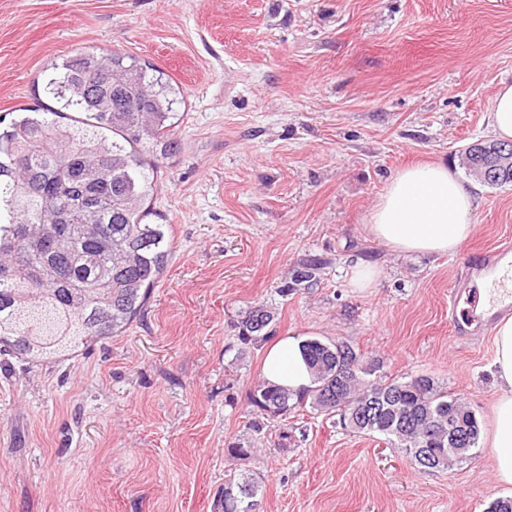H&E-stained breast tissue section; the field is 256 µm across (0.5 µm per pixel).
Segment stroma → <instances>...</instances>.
Instances as JSON below:
<instances>
[{"instance_id": "obj_1", "label": "stroma", "mask_w": 512, "mask_h": 512, "mask_svg": "<svg viewBox=\"0 0 512 512\" xmlns=\"http://www.w3.org/2000/svg\"><path fill=\"white\" fill-rule=\"evenodd\" d=\"M94 45L183 92L151 205L171 256L140 317L70 359L0 353V512H222L249 470L260 512H485L504 496L487 437L492 336H455L458 254L368 233L394 173L460 167L512 84V0H0V117L46 101L44 72ZM469 244L512 241V184L481 185ZM329 263L284 296L296 262ZM359 262L381 270L351 287ZM276 336L350 344L379 376L427 375L476 414L472 459L421 468L383 436L307 409L249 429L267 349L237 358L246 308ZM246 441L247 463L227 449Z\"/></svg>"}]
</instances>
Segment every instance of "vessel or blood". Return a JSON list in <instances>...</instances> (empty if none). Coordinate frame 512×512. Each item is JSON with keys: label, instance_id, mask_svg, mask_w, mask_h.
<instances>
[{"label": "vessel or blood", "instance_id": "1", "mask_svg": "<svg viewBox=\"0 0 512 512\" xmlns=\"http://www.w3.org/2000/svg\"><path fill=\"white\" fill-rule=\"evenodd\" d=\"M462 264L471 287L465 292L457 288L449 291L453 332L465 337L476 327L492 331L500 317L512 315V243L464 252Z\"/></svg>", "mask_w": 512, "mask_h": 512}]
</instances>
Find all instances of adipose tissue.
I'll list each match as a JSON object with an SVG mask.
<instances>
[{"mask_svg":"<svg viewBox=\"0 0 512 512\" xmlns=\"http://www.w3.org/2000/svg\"><path fill=\"white\" fill-rule=\"evenodd\" d=\"M475 185L443 163L416 164L397 171L368 218L371 236L405 255L455 252L473 235ZM492 372L497 396L490 438L494 476L512 489V318L500 320L494 336ZM263 375L297 391L311 383L298 339L278 340L267 352Z\"/></svg>","mask_w":512,"mask_h":512,"instance_id":"adipose-tissue-1","label":"adipose tissue"}]
</instances>
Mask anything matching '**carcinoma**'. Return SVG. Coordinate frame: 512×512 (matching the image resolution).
Returning <instances> with one entry per match:
<instances>
[{"label":"carcinoma","mask_w":512,"mask_h":512,"mask_svg":"<svg viewBox=\"0 0 512 512\" xmlns=\"http://www.w3.org/2000/svg\"><path fill=\"white\" fill-rule=\"evenodd\" d=\"M45 89L60 104L18 113L0 127V345L32 361L73 356L117 336L139 315L169 256L165 225L149 223L146 201L159 162L178 149L181 90L136 57L94 47L55 63ZM72 115H67V112ZM512 143L482 141L463 167L490 186L512 183V166L488 179L480 164ZM327 260L299 259L286 296L318 282ZM273 312L244 311L237 356L270 337ZM314 385L302 393L263 382L250 394V426L308 407L353 433L377 434L421 467L446 469L478 447L481 423L426 375L372 378L377 363L345 342L304 340ZM464 427L467 450H448ZM251 477L224 482V512L260 505Z\"/></svg>","instance_id":"carcinoma-1"}]
</instances>
